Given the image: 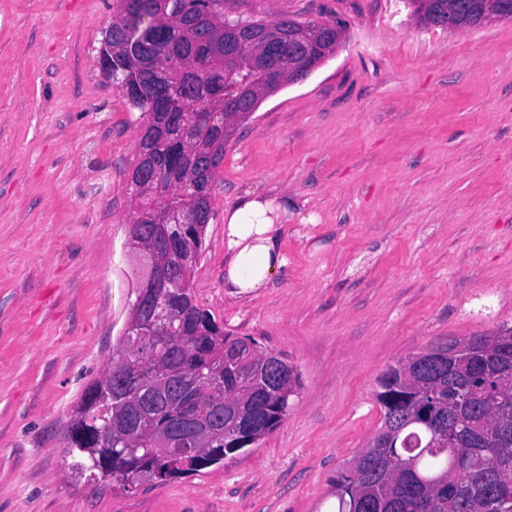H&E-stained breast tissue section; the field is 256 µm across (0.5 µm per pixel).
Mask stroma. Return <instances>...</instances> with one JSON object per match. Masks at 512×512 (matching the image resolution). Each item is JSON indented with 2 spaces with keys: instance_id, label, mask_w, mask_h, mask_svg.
Wrapping results in <instances>:
<instances>
[{
  "instance_id": "1",
  "label": "stroma",
  "mask_w": 512,
  "mask_h": 512,
  "mask_svg": "<svg viewBox=\"0 0 512 512\" xmlns=\"http://www.w3.org/2000/svg\"><path fill=\"white\" fill-rule=\"evenodd\" d=\"M230 17L341 21L336 55L224 148L192 279L225 332L288 356L270 435L186 477L76 476L71 423L117 352L138 111L97 53L113 0H0V512H323L381 425L374 392L436 341L512 325V22L416 26L404 0H231ZM280 203L288 274L224 292V213Z\"/></svg>"
}]
</instances>
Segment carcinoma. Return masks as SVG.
Returning <instances> with one entry per match:
<instances>
[{
	"mask_svg": "<svg viewBox=\"0 0 512 512\" xmlns=\"http://www.w3.org/2000/svg\"><path fill=\"white\" fill-rule=\"evenodd\" d=\"M112 30L114 83L136 87L128 104L141 112L138 143L154 161L148 198L133 202L134 229L147 245L163 238L162 256L185 275L180 288H161V305L181 313L172 341L185 349L188 368H208L224 348V366L211 379L224 391V434L207 435L199 451H153L151 424L180 425L188 413L205 420L212 394L202 384L192 409L167 400L152 384L167 358L146 337L137 348L119 340L112 362L142 366L143 429L128 445L98 449L112 489L129 491L149 471L169 481L217 463L254 445L283 421L301 386L300 373L279 354L224 332V324L200 307L190 271L202 255L212 195L224 146L238 122L288 83V62L311 68L323 62L320 46L299 47L288 30L301 21L274 19V45H263L267 23L229 19L226 0H115ZM445 0L412 16L435 27ZM376 400L392 436L374 434L354 461L336 474V512H512V326L463 341L437 343L408 355L378 379ZM123 402L102 377L84 395L72 423V448L95 447L94 435L111 407Z\"/></svg>",
	"mask_w": 512,
	"mask_h": 512,
	"instance_id": "1",
	"label": "carcinoma"
}]
</instances>
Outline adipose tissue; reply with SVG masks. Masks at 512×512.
Returning <instances> with one entry per match:
<instances>
[{
	"label": "adipose tissue",
	"mask_w": 512,
	"mask_h": 512,
	"mask_svg": "<svg viewBox=\"0 0 512 512\" xmlns=\"http://www.w3.org/2000/svg\"><path fill=\"white\" fill-rule=\"evenodd\" d=\"M280 207L267 196L245 192L224 215V290L244 297L285 274L288 260L279 246Z\"/></svg>",
	"instance_id": "1"
}]
</instances>
